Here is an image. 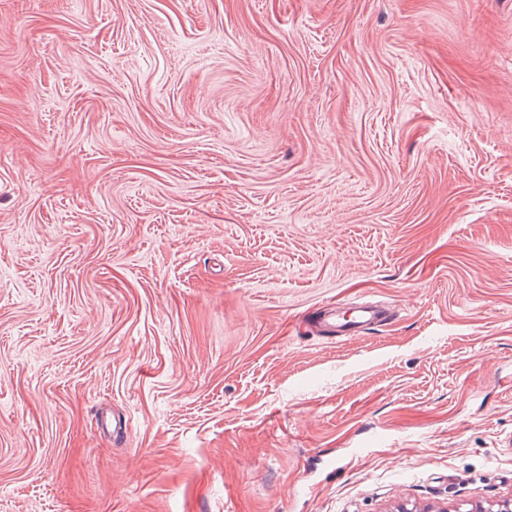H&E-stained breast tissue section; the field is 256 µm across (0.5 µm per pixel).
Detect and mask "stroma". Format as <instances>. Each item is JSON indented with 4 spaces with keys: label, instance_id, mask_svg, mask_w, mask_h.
<instances>
[{
    "label": "stroma",
    "instance_id": "stroma-1",
    "mask_svg": "<svg viewBox=\"0 0 512 512\" xmlns=\"http://www.w3.org/2000/svg\"><path fill=\"white\" fill-rule=\"evenodd\" d=\"M508 433L512 0H0V512H487Z\"/></svg>",
    "mask_w": 512,
    "mask_h": 512
}]
</instances>
